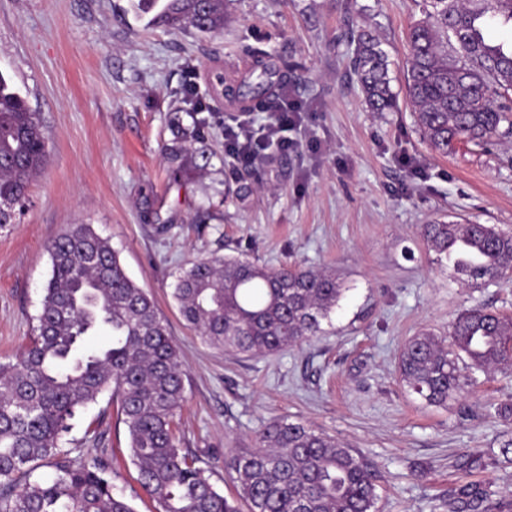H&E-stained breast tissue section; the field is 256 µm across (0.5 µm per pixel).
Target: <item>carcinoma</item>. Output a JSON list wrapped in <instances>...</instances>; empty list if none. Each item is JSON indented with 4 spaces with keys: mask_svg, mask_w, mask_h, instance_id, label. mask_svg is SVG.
I'll return each mask as SVG.
<instances>
[{
    "mask_svg": "<svg viewBox=\"0 0 512 512\" xmlns=\"http://www.w3.org/2000/svg\"><path fill=\"white\" fill-rule=\"evenodd\" d=\"M131 9L174 31L224 30V0H131ZM489 23L512 29V0H421V17L409 28L406 102L436 154L460 142L512 138V45L491 41ZM350 41L365 107L390 111L397 100L381 42L364 29L350 31ZM215 80L233 105L272 108L288 69L256 63ZM176 127L164 148L174 175L195 163L191 143L202 139L196 122ZM47 157L37 114L0 74V224L13 222ZM422 236L468 280L490 285L512 272V233L495 224L437 219L422 225ZM48 252L51 276L30 343L16 362L0 363V512H137L133 500L114 492L104 459L75 465L61 450L71 420L106 392L118 402L137 482L155 512H376L370 463L286 418L264 425L256 447L230 455L225 465L235 494L224 495L176 437L185 372L153 298L90 224L68 225ZM343 291L332 270L269 269L244 254L211 255L181 270L174 298L207 344L269 356L318 335ZM100 332L108 342L88 345ZM398 371L426 404L446 408L474 385L475 373H512V318L483 306L466 309L449 336L422 331L408 338ZM43 460L54 477L33 476L31 463ZM455 498L477 512L488 491L473 480Z\"/></svg>",
    "mask_w": 512,
    "mask_h": 512,
    "instance_id": "obj_1",
    "label": "carcinoma"
}]
</instances>
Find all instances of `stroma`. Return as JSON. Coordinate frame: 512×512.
<instances>
[{
	"instance_id": "1",
	"label": "stroma",
	"mask_w": 512,
	"mask_h": 512,
	"mask_svg": "<svg viewBox=\"0 0 512 512\" xmlns=\"http://www.w3.org/2000/svg\"><path fill=\"white\" fill-rule=\"evenodd\" d=\"M129 0H0V74L39 112L49 151L14 223L0 226V362L29 344L49 278L47 246L90 224L169 322L185 369L180 445L221 491L224 458L255 447L274 417L305 421L377 468L378 512H448L481 457L491 512H512V461L500 452L512 378L482 375L448 407L402 385L401 344L444 336L458 313L485 305L512 316V280L465 285L429 250L423 224L447 216L512 231V140L433 153L407 106L371 112L348 67L347 28L377 35L391 87L403 93L414 0H225L218 35L147 26ZM295 64L287 90L303 112L290 151L234 165L224 124L237 115L213 91L214 71L244 70L255 53ZM197 95L189 97L187 83ZM204 111L194 112L195 101ZM201 121L205 169L171 177L172 123ZM249 186L232 197L236 184ZM243 253L270 268L335 271L346 289L311 341L265 357L214 348L180 317L173 291L190 260ZM62 446L75 461L112 460L117 493L133 496L128 432L109 396L82 410Z\"/></svg>"
}]
</instances>
